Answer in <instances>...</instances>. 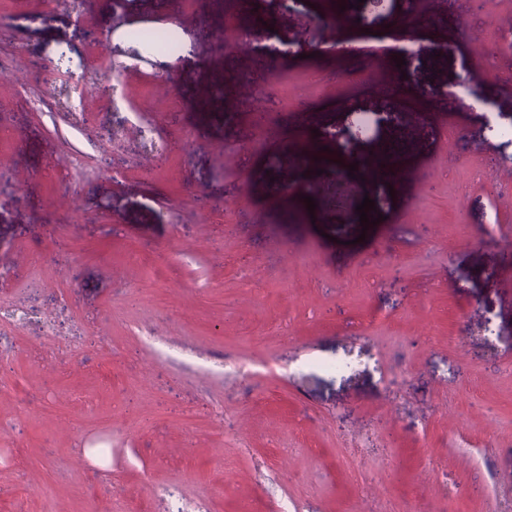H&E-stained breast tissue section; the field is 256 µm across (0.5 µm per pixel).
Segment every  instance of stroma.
<instances>
[{
	"label": "stroma",
	"mask_w": 512,
	"mask_h": 512,
	"mask_svg": "<svg viewBox=\"0 0 512 512\" xmlns=\"http://www.w3.org/2000/svg\"><path fill=\"white\" fill-rule=\"evenodd\" d=\"M227 9L0 0V512L512 507V0L337 83L318 0L276 13L271 54ZM148 27L191 46L173 74L131 57ZM470 78L482 107L440 101ZM301 93L326 158L398 142L402 177L338 199L293 166L253 115ZM354 112L381 122L346 144ZM312 185L313 220L285 221Z\"/></svg>",
	"instance_id": "35a3bbf8"
}]
</instances>
